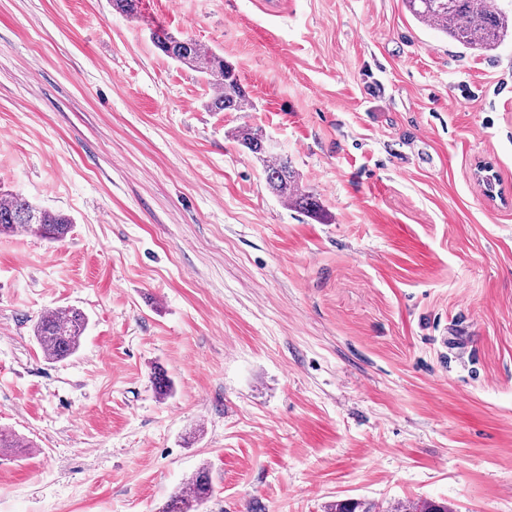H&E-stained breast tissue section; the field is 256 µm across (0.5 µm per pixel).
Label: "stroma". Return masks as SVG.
<instances>
[{"label": "stroma", "instance_id": "obj_1", "mask_svg": "<svg viewBox=\"0 0 512 512\" xmlns=\"http://www.w3.org/2000/svg\"><path fill=\"white\" fill-rule=\"evenodd\" d=\"M155 28L252 109L211 111ZM0 190L73 220L0 237V512H158L203 465L199 512H512L511 38L475 54L404 0H0ZM71 306L48 361L34 325ZM151 39L165 56L197 72L214 90L209 107L214 112H245L251 100L224 57L203 49L194 39L177 38L161 29L151 32ZM232 137L261 163L266 184L272 194L294 209L316 213L318 204L299 182L291 160L287 155L268 150L261 128L243 126ZM88 324L87 314L76 307L42 314L34 326V336L47 360L62 361L81 346ZM387 511L377 510L374 503L361 499H345L336 501L329 508L330 512H450L447 504L435 501H423L413 505H397Z\"/></svg>", "mask_w": 512, "mask_h": 512}]
</instances>
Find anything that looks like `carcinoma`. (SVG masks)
I'll list each match as a JSON object with an SVG mask.
<instances>
[{
	"mask_svg": "<svg viewBox=\"0 0 512 512\" xmlns=\"http://www.w3.org/2000/svg\"><path fill=\"white\" fill-rule=\"evenodd\" d=\"M418 23L431 27L450 40L481 54L495 50L512 36V16L498 0H404ZM151 39L165 56L197 72L213 89L209 107L214 112H245L251 100L224 57L203 49L194 39L177 38L161 29L151 32ZM233 139L261 163L269 190L294 209L314 213L318 204L299 182L288 156L267 148L261 128L243 126ZM72 219L44 208L18 193L0 194V236L20 231L49 241H61L69 233ZM88 324L87 314L76 307L42 314L34 326V336L44 357L62 361L81 346ZM212 481L207 467H200L189 487L172 495L160 512H197L211 496ZM329 512H379L374 503L361 499L339 500ZM389 512H450L447 504L423 501L398 505Z\"/></svg>",
	"mask_w": 512,
	"mask_h": 512,
	"instance_id": "1",
	"label": "carcinoma"
}]
</instances>
